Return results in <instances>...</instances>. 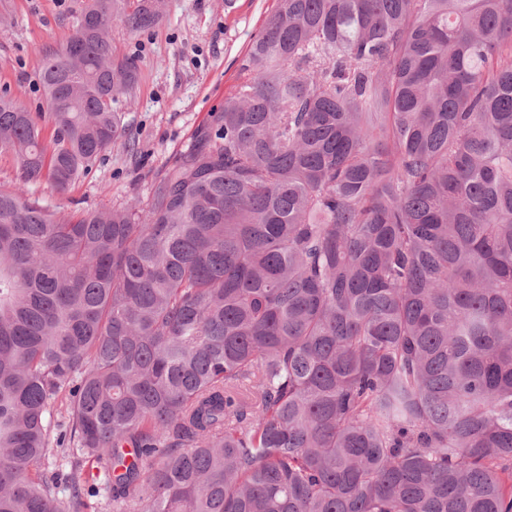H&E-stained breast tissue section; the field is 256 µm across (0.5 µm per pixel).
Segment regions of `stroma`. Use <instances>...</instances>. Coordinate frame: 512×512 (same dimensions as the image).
I'll use <instances>...</instances> for the list:
<instances>
[{"mask_svg": "<svg viewBox=\"0 0 512 512\" xmlns=\"http://www.w3.org/2000/svg\"><path fill=\"white\" fill-rule=\"evenodd\" d=\"M83 4L0 0V94L29 111H46L40 63L65 44ZM277 6L278 0H170L163 21L149 31L114 27L115 47L136 61L139 73L131 92L113 104L124 115L126 136L67 192L44 182L33 186L35 196L65 212L147 200L153 174L243 81L249 47ZM129 142L135 154L127 153Z\"/></svg>", "mask_w": 512, "mask_h": 512, "instance_id": "1", "label": "stroma"}]
</instances>
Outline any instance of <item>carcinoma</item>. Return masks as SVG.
<instances>
[{
  "instance_id": "1",
  "label": "carcinoma",
  "mask_w": 512,
  "mask_h": 512,
  "mask_svg": "<svg viewBox=\"0 0 512 512\" xmlns=\"http://www.w3.org/2000/svg\"><path fill=\"white\" fill-rule=\"evenodd\" d=\"M166 6L0 96V512H512V0H278L145 205L48 208ZM21 170L15 154L11 151H0V185L12 187L19 182Z\"/></svg>"
}]
</instances>
